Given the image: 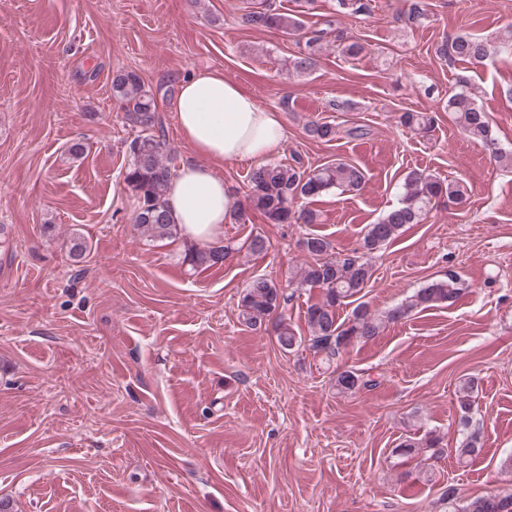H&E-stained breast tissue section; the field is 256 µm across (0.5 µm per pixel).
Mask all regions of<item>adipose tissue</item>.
Masks as SVG:
<instances>
[{"label": "adipose tissue", "mask_w": 512, "mask_h": 512, "mask_svg": "<svg viewBox=\"0 0 512 512\" xmlns=\"http://www.w3.org/2000/svg\"><path fill=\"white\" fill-rule=\"evenodd\" d=\"M172 110L195 158L175 168L165 197L170 219L188 242H221L224 224L237 202L215 174L213 162L276 156L288 141V128L279 112L263 107L211 69L184 78Z\"/></svg>", "instance_id": "obj_1"}]
</instances>
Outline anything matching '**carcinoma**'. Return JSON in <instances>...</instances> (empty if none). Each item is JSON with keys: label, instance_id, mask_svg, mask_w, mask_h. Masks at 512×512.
I'll return each mask as SVG.
<instances>
[{"label": "carcinoma", "instance_id": "1", "mask_svg": "<svg viewBox=\"0 0 512 512\" xmlns=\"http://www.w3.org/2000/svg\"><path fill=\"white\" fill-rule=\"evenodd\" d=\"M338 12L344 15L365 14L372 9V0H336ZM241 22L249 28L274 29L286 33L304 32L306 51L292 59L290 66L297 73L313 70L315 57L324 43L333 41L342 55L356 59L369 52L368 45L348 37L326 20L319 28L303 31L302 21L294 14L283 13L267 0L248 9ZM501 52H512V26L494 38L462 33L451 36L436 47V55L448 60L480 64ZM112 96L121 104L124 118L138 130L128 143V162L123 181L137 205L133 218L134 229L153 240L174 239L180 228L171 222L165 209V195L173 176L167 158L165 128L158 113L156 93L147 87L134 70L119 71L112 77ZM448 111L461 131L472 141L492 148L495 160L512 165V152L494 148L486 114L477 103L475 91L461 77L448 96ZM401 124L417 133H428L434 117L426 112H405ZM308 136L331 142L340 134L363 137L367 130L354 127L341 131L334 123L312 120L306 127ZM366 182L365 172L358 166L336 162L309 171L300 161L293 164H262L252 169L248 177L249 206L259 212L268 224H315L318 214L301 204L321 197L336 188L357 192ZM448 201L461 204L465 195L460 185L446 181L422 170L410 171L404 183V192L397 206L391 208L375 224L366 226L361 250L351 254L334 253L331 243L324 237L311 234L303 240L309 261L302 264L291 280L300 286L322 289L319 302L310 305L305 314L310 348L334 358L348 346L376 336L384 324L401 320L409 314L454 302L460 295V280L450 273L429 283L407 297L400 306L376 314L369 306L357 304L349 317L338 318L339 308L346 300L361 293L373 276L372 254L395 238L408 224L421 223L434 204ZM231 247L215 243L205 247L187 248L183 263L192 270L208 269L224 263ZM288 296L270 280L259 276L251 280L239 298L238 308L244 324L258 329L269 322L279 347L290 352L302 343V337L288 323L285 314ZM371 385V381L354 369L336 372L334 386L339 394H352ZM478 390L475 378L467 377L457 391L456 416L461 441L455 449L462 462L480 451V436L471 429L472 405ZM440 438L429 432L421 438L402 440L392 453L412 460L422 456L434 458L442 454ZM460 512H512V495H485L473 498L460 508Z\"/></svg>", "mask_w": 512, "mask_h": 512}]
</instances>
